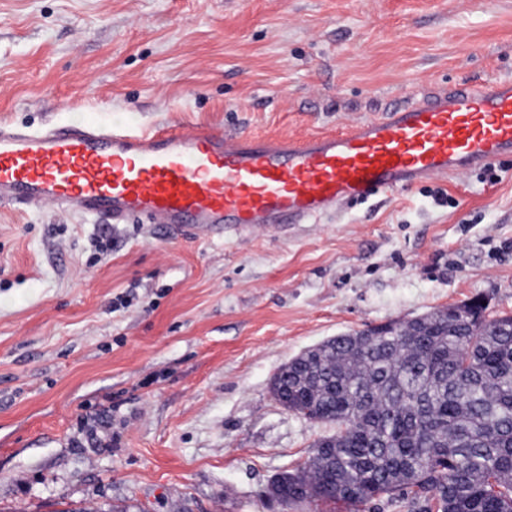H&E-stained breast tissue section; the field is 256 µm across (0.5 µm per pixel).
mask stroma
<instances>
[{
	"instance_id": "obj_1",
	"label": "stroma",
	"mask_w": 512,
	"mask_h": 512,
	"mask_svg": "<svg viewBox=\"0 0 512 512\" xmlns=\"http://www.w3.org/2000/svg\"><path fill=\"white\" fill-rule=\"evenodd\" d=\"M508 77L512 0H0L17 127L320 134ZM476 297L512 314V157L272 230L0 208V512H347L269 501L335 431L274 375Z\"/></svg>"
}]
</instances>
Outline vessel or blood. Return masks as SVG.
<instances>
[{
  "instance_id": "vessel-or-blood-1",
  "label": "vessel or blood",
  "mask_w": 512,
  "mask_h": 512,
  "mask_svg": "<svg viewBox=\"0 0 512 512\" xmlns=\"http://www.w3.org/2000/svg\"><path fill=\"white\" fill-rule=\"evenodd\" d=\"M512 157V78L464 82L304 137L79 120L0 123V207L75 208L181 233L307 224L345 205Z\"/></svg>"
}]
</instances>
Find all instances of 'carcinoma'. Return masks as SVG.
<instances>
[{
    "mask_svg": "<svg viewBox=\"0 0 512 512\" xmlns=\"http://www.w3.org/2000/svg\"><path fill=\"white\" fill-rule=\"evenodd\" d=\"M483 299L330 338L286 372L287 409L335 451L271 483L284 505L512 512V315Z\"/></svg>",
    "mask_w": 512,
    "mask_h": 512,
    "instance_id": "cac0c4a2",
    "label": "carcinoma"
}]
</instances>
